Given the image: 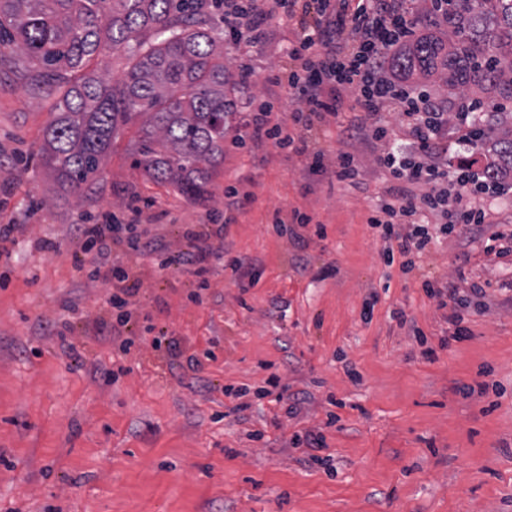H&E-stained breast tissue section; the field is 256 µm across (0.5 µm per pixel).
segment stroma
Masks as SVG:
<instances>
[{
    "instance_id": "35a3bbf8",
    "label": "stroma",
    "mask_w": 512,
    "mask_h": 512,
    "mask_svg": "<svg viewBox=\"0 0 512 512\" xmlns=\"http://www.w3.org/2000/svg\"><path fill=\"white\" fill-rule=\"evenodd\" d=\"M289 35L276 26L266 44L224 50L225 65L252 74L238 112L273 102L288 129L295 103L272 78L292 66ZM21 61L0 55V225L16 227L0 253V512H512V291L500 287L511 266L489 262L482 243L439 237L411 272L387 264L368 219L390 178L332 122L308 132L310 147L331 165L353 151L356 182L314 176L291 149L231 133L205 195L191 200L133 168L134 123L114 140L97 193H71L38 159L55 98L31 88ZM239 184L252 199L231 212L223 249L252 264L254 286L241 289L220 259L203 289L190 267L113 244V263L138 277L123 330L136 345L119 356L104 335L116 321L112 283L87 279L79 225L111 213L177 252ZM132 196L141 215L126 208ZM296 211L313 218L298 239L287 227ZM464 252L492 304L473 311L471 340L444 348L449 312L422 282L454 276ZM328 266L333 275L312 278ZM63 315L67 351L46 331ZM160 337L182 356L215 357L172 369L167 347L153 345ZM116 365L124 373L105 384L100 371ZM273 374L307 395L295 416L266 396ZM241 387L250 407L238 412L226 391ZM254 430L262 441L249 440ZM309 430L322 431L330 465L293 446Z\"/></svg>"
}]
</instances>
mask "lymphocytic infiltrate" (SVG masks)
I'll return each mask as SVG.
<instances>
[{
    "instance_id": "1",
    "label": "lymphocytic infiltrate",
    "mask_w": 512,
    "mask_h": 512,
    "mask_svg": "<svg viewBox=\"0 0 512 512\" xmlns=\"http://www.w3.org/2000/svg\"><path fill=\"white\" fill-rule=\"evenodd\" d=\"M408 0H224V38L233 46L255 45L268 37L271 20L292 24L288 43L293 67L286 86L297 106L291 114L300 135H292L274 122L270 105H262L245 124V135L256 145L275 142L296 154L309 155V171L316 176L334 172L341 181L355 180L359 163L351 152L340 153L335 169H328L321 151H310L306 132L315 125L335 120L347 139L372 144L375 166L389 174L392 184L369 219L385 244L386 259L401 255L402 271H411L415 259L431 243L434 234L452 238L481 239L486 255L503 259L512 255V232L488 220L484 201L512 190V178L495 161L477 157L485 135L484 122L474 104L461 101L445 109L436 92L402 87L389 70L391 55L400 49L413 28ZM343 90L356 92L358 107L345 119L338 104ZM399 105L403 142L388 135L382 114ZM422 186L414 194L413 186ZM78 231L91 251L90 279L115 277L123 286L108 302L119 309L117 323L126 326L129 279L126 269L111 266L109 243L117 227L112 217L98 224L79 225ZM213 233L186 230L185 250L170 255V262L190 265L197 277H205L212 260L225 257ZM427 295L439 307L450 308L453 331L443 345L470 339L466 313L471 304L487 308V283L466 274L458 264L448 281L425 280Z\"/></svg>"
}]
</instances>
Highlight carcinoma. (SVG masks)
Here are the masks:
<instances>
[{"label": "carcinoma", "instance_id": "obj_1", "mask_svg": "<svg viewBox=\"0 0 512 512\" xmlns=\"http://www.w3.org/2000/svg\"><path fill=\"white\" fill-rule=\"evenodd\" d=\"M217 0H0V52L20 51L35 84L61 92L39 156L60 185L90 191L120 127L140 120L134 165L150 178L201 196L224 161V135L237 114L239 80L224 65V43L206 28ZM448 35L420 36L393 57L448 86H482L512 100V0H450ZM120 51L118 84L85 72L94 54ZM497 150L512 165V125Z\"/></svg>", "mask_w": 512, "mask_h": 512}]
</instances>
